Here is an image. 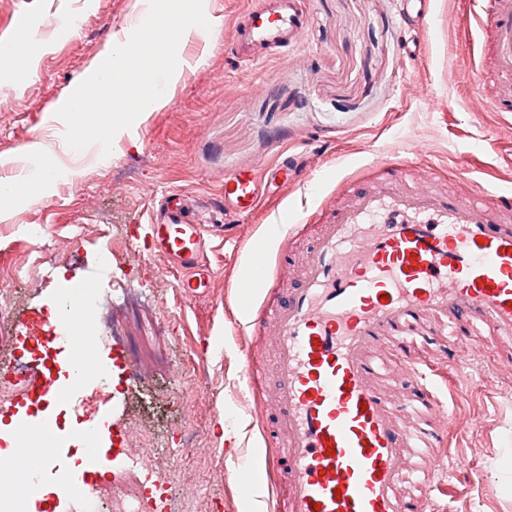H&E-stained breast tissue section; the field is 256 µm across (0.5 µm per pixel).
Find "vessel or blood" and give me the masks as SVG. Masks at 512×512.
Wrapping results in <instances>:
<instances>
[{"label":"vessel or blood","mask_w":512,"mask_h":512,"mask_svg":"<svg viewBox=\"0 0 512 512\" xmlns=\"http://www.w3.org/2000/svg\"><path fill=\"white\" fill-rule=\"evenodd\" d=\"M430 0H400L402 24L419 45ZM482 40L475 66L495 89L494 109L512 112V0H464ZM305 0H252L234 53L259 63L300 43ZM370 186L344 185L309 223L312 251L297 268L286 299L269 294L267 266L250 257L243 306L257 337H271L273 397L266 418L282 440L283 492L275 512H430L428 497L406 488L400 466L417 443L442 448L435 418L442 402L432 383L436 364L464 371V349L482 334L496 362L512 365V195L463 201L421 184L417 169L386 157L367 166ZM253 169L224 177V207L252 214L263 202ZM185 198L164 196L147 222L150 250L187 269L177 288L193 299L208 283L197 270L204 239L185 214ZM247 383L262 380L261 353L245 350ZM97 374L82 370L59 384L45 365L19 369L20 397L79 404ZM60 484L92 502L86 478L54 465Z\"/></svg>","instance_id":"obj_1"}]
</instances>
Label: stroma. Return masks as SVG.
<instances>
[{
    "mask_svg": "<svg viewBox=\"0 0 512 512\" xmlns=\"http://www.w3.org/2000/svg\"><path fill=\"white\" fill-rule=\"evenodd\" d=\"M136 0H0V38L15 35L17 13L43 17L31 45L33 63L0 61V159L36 140L56 141L46 116L69 96L114 33L136 13ZM249 0H207L221 24L213 36L192 35L189 62L171 103L151 112L136 143L112 149L94 164L85 149L84 174L58 182L51 195L30 198L0 221V272L14 275L15 295L0 304V357L29 361L51 354L50 306L72 283L100 291L95 337L121 350L105 369L104 389L89 388L94 408L114 406L112 445L139 456L141 493L161 512H245L244 471L234 451L274 448L259 415L270 392L250 391L240 346L250 337L241 313V267L254 251L273 260L282 246L301 251L313 240L304 224L292 238L271 226L291 212L315 210L344 180L363 183L374 154L392 156L419 140L414 164L443 174L444 189L471 201L512 192V115L493 111L478 72L464 63L454 23L459 0H432L426 46L413 56L401 32L398 0H306L304 41L250 66L230 51ZM297 156L312 180L272 185L279 203L245 218L223 243L227 173L271 167L279 154ZM181 191L201 222L202 267L210 286L193 301L176 289L181 276L134 236L165 193ZM29 339L13 340L16 325ZM469 377L457 387L452 366L440 367L441 396L453 399L449 450L435 458L460 495V512H512L502 488L512 473L499 467L512 454V372L493 360L480 339L469 348ZM140 374L129 387L126 370ZM37 433L0 440L21 461L26 483L50 456Z\"/></svg>",
    "mask_w": 512,
    "mask_h": 512,
    "instance_id": "stroma-1",
    "label": "stroma"
}]
</instances>
